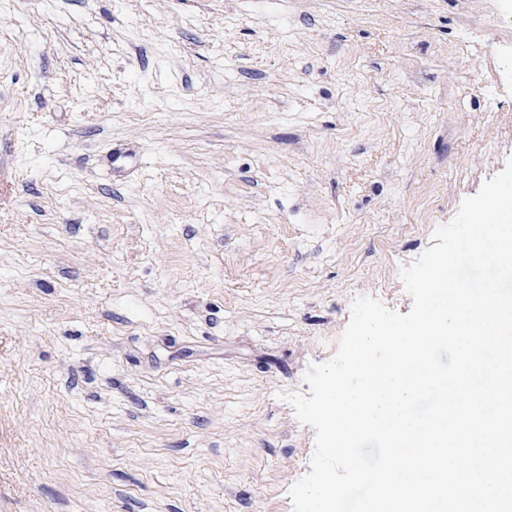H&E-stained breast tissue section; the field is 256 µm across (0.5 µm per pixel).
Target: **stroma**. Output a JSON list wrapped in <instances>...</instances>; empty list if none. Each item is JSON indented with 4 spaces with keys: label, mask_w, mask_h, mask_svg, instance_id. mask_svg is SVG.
Listing matches in <instances>:
<instances>
[{
    "label": "stroma",
    "mask_w": 512,
    "mask_h": 512,
    "mask_svg": "<svg viewBox=\"0 0 512 512\" xmlns=\"http://www.w3.org/2000/svg\"><path fill=\"white\" fill-rule=\"evenodd\" d=\"M496 2L0 0V512H293L286 394L512 156Z\"/></svg>",
    "instance_id": "1"
}]
</instances>
